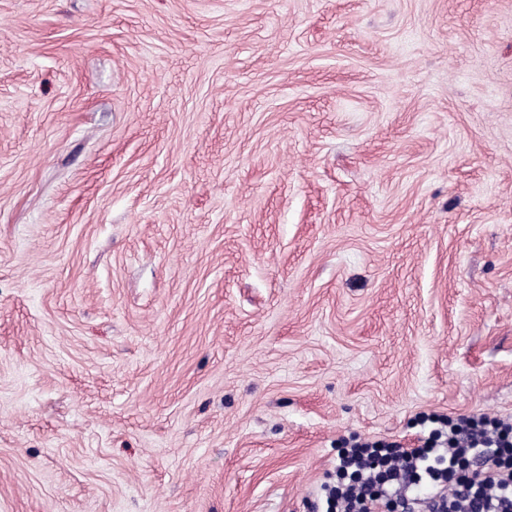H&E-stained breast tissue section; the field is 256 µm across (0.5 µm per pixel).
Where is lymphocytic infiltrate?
Listing matches in <instances>:
<instances>
[{
  "mask_svg": "<svg viewBox=\"0 0 512 512\" xmlns=\"http://www.w3.org/2000/svg\"><path fill=\"white\" fill-rule=\"evenodd\" d=\"M430 421L434 447L397 452L375 441L340 453L324 512H363L367 503L383 512L412 486L438 497L439 512H512V428L486 416Z\"/></svg>",
  "mask_w": 512,
  "mask_h": 512,
  "instance_id": "1",
  "label": "lymphocytic infiltrate"
}]
</instances>
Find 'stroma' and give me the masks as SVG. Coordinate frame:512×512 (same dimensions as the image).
<instances>
[{
  "instance_id": "stroma-1",
  "label": "stroma",
  "mask_w": 512,
  "mask_h": 512,
  "mask_svg": "<svg viewBox=\"0 0 512 512\" xmlns=\"http://www.w3.org/2000/svg\"><path fill=\"white\" fill-rule=\"evenodd\" d=\"M512 425V0H0V512H310Z\"/></svg>"
}]
</instances>
